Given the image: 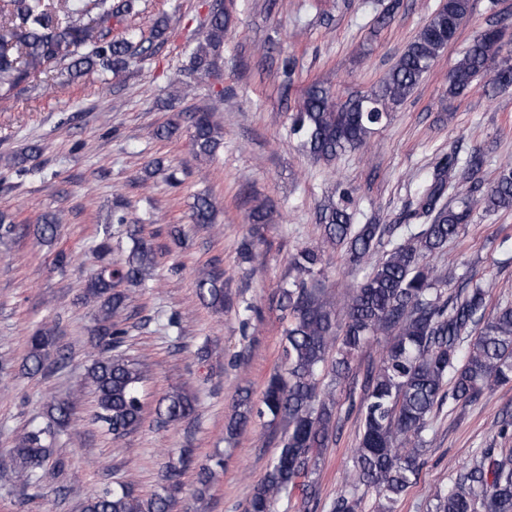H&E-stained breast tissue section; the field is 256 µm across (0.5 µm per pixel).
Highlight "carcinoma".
<instances>
[{"mask_svg":"<svg viewBox=\"0 0 512 512\" xmlns=\"http://www.w3.org/2000/svg\"><path fill=\"white\" fill-rule=\"evenodd\" d=\"M9 17L0 22V92H9L53 63L67 64L71 79L96 70L103 74L127 68L142 45L111 37V28L83 24L85 0H9ZM135 0H94L105 20L129 14ZM473 11L472 0H444L369 93L336 101L313 83L304 92L291 131L311 157L330 163L360 147L391 111L402 104L433 67L445 46L455 40ZM229 14L223 0L212 5L202 39L191 51L186 69L206 76L224 54ZM504 30L490 25L481 31L447 77L448 93L460 95L481 84L483 89L512 87V56L502 54ZM195 154L212 157L223 133L208 112L188 115ZM484 154L470 152L464 162L456 154L436 162L418 191L406 219L418 223L362 224L354 227L348 193L328 202L320 212L322 247H303L293 255L297 277L280 289L279 305L286 323L280 365L269 376L259 403L249 391L238 395L225 435L234 439L247 431L254 416H267L282 426L275 452L264 475L253 486L243 512H275L278 501L299 492L304 512L321 501L318 470L323 451L340 428L337 391L349 378L350 361L369 341L386 336L378 365L361 389L346 390L349 410L360 419L358 445L346 462L343 487L330 512H362L363 498L372 496L371 512H396V505L416 482L428 430L443 405L454 408L477 402L492 382H512V303L490 307V289L467 283L448 293L430 259L456 239L479 203L487 212L512 209V165L483 187ZM207 195L196 197L197 224L213 221ZM45 243L57 236V223L45 217L36 226ZM133 247L125 262L112 266L110 233L92 241L100 267L85 284L83 300L97 323L99 350L87 368L84 385L48 406L47 422L31 424L15 436L9 449L16 477L25 484L53 455L50 439L69 426L89 386L95 396L96 419L115 438L141 424V389L146 364L122 350L127 330L118 318L127 307L128 288L142 285L156 263L150 244L130 233ZM387 238L383 258L370 262ZM345 249L349 261L370 266L342 305L310 285L320 273L326 249ZM126 288H120V285ZM198 296L214 311L224 309V272L204 270L197 279ZM55 328L47 324L29 337L22 371L34 376L51 357ZM197 409L195 396L168 392L156 407L158 422L188 419ZM190 451L168 467L163 484L147 498L121 484L89 496L82 512H171ZM224 472V460L207 459L197 472L196 512H207L208 490ZM430 512H512V448H483L456 469V477L435 496Z\"/></svg>","mask_w":512,"mask_h":512,"instance_id":"carcinoma-1","label":"carcinoma"}]
</instances>
